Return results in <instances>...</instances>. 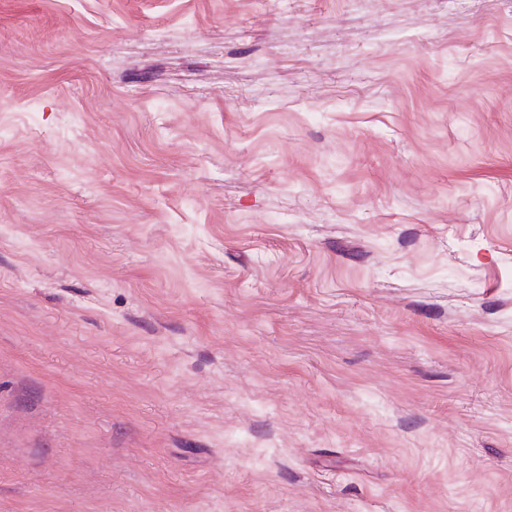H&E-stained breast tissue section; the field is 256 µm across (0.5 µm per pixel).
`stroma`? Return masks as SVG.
Here are the masks:
<instances>
[{
  "instance_id": "stroma-1",
  "label": "stroma",
  "mask_w": 512,
  "mask_h": 512,
  "mask_svg": "<svg viewBox=\"0 0 512 512\" xmlns=\"http://www.w3.org/2000/svg\"><path fill=\"white\" fill-rule=\"evenodd\" d=\"M0 512H512V0H0Z\"/></svg>"
}]
</instances>
